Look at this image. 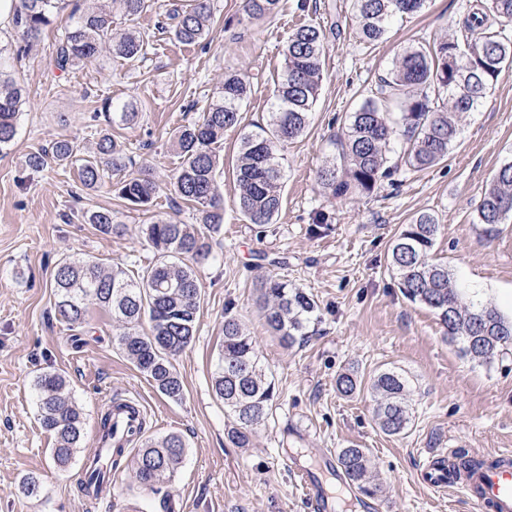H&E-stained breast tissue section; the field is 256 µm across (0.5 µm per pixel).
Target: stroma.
<instances>
[{"instance_id":"stroma-1","label":"stroma","mask_w":512,"mask_h":512,"mask_svg":"<svg viewBox=\"0 0 512 512\" xmlns=\"http://www.w3.org/2000/svg\"><path fill=\"white\" fill-rule=\"evenodd\" d=\"M172 5L155 0L134 19L115 17V31L132 28L148 36L152 48L142 61L103 55L59 72L52 58L69 21L64 12L21 61L8 63L24 104L14 142L0 151V512H311L283 449L337 451L352 444L368 451L382 512H472L461 491H430L422 472L432 451L512 448V346L483 363L462 357L437 316L402 295L388 252L400 225L431 214L439 226L432 260L446 264L465 289L481 290L485 301L512 311V220L493 237L475 222L497 169L512 161V69L467 114L447 161L401 171L395 185L370 194L335 198L321 188L317 172L338 162L332 141L343 138L347 116L370 97L404 48L451 38L467 0H429L423 12L400 18L373 46L357 41L350 0H281L276 16L247 25L238 22L244 0H214L207 36L190 45L169 31ZM302 24L322 27L328 36L320 96L307 131L282 150L278 216L271 224H250L235 206L232 167L240 133L264 122L282 50ZM228 70L248 75L252 93L239 128L225 131L216 148L224 160L217 176L224 224L210 240L214 260L197 269L202 307L195 339L172 359L184 385L176 402L160 395L119 350L114 338L121 328L108 310L88 303L87 322L75 332L57 319L52 282L64 257L119 264L137 277L157 259L142 225L195 223L193 206L171 187L180 164L175 138L208 107ZM107 98L134 103L137 123L106 125L98 112ZM104 128L132 158L119 179L146 172L158 184L148 210L129 208L107 184L82 189L77 166H25L30 153L57 138L69 139L78 157H87ZM101 209L125 225L123 235L88 223V215ZM319 213L327 219L322 228L314 224ZM270 275L304 288L319 306L303 345L283 347L265 328L256 286ZM229 304L254 337L278 393L248 448L229 442L228 417L212 390ZM384 369L409 378L411 423L399 436L383 433L374 418L371 383ZM47 371L66 378L83 410L82 451L92 449L99 412L115 396L142 407L146 438L181 435L185 456L174 480L152 493L125 462L109 499L93 505L82 498L81 459L58 466L50 453L53 438L37 419L34 380ZM343 372L360 382L349 397L336 390ZM28 474L40 477V497L19 493Z\"/></svg>"}]
</instances>
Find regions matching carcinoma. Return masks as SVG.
Instances as JSON below:
<instances>
[{"label": "carcinoma", "mask_w": 512, "mask_h": 512, "mask_svg": "<svg viewBox=\"0 0 512 512\" xmlns=\"http://www.w3.org/2000/svg\"><path fill=\"white\" fill-rule=\"evenodd\" d=\"M68 0H13V22L26 52L42 31L51 25ZM71 12L73 22L58 38L53 65L65 72L105 53L127 62L145 58L148 38L133 30L116 32L113 16L133 19L152 7L151 0H83ZM360 42L382 40L395 20L424 10L428 0H351ZM279 0H247V19L274 14ZM175 38L193 44L205 37L213 20L212 0H182L167 12ZM325 30L313 24L293 29L282 51L283 70L269 102L266 121L240 135L239 155L233 177L239 188L238 207L251 224L273 223L281 207L280 150L301 137L319 96L327 50ZM512 66V0H472L458 21L456 37L433 47L411 45L403 50L377 95L352 112L346 124L341 166L319 171L322 187L336 198L353 192L371 193L382 182L393 180L397 168L388 165L395 145L401 160L411 169L423 170L448 158L465 114L484 101L505 68ZM252 93L251 82L242 74L227 71L216 87L212 101L199 119L180 127L176 136L181 163L174 181L175 192L196 205L200 224L218 230L224 224V203L217 192L220 164L215 144L224 131L240 125V110ZM23 104L21 89L0 69V150L16 136ZM105 121L131 125L138 113L129 103H102ZM73 142L58 139L50 147L30 154L26 165L38 170L46 160L64 164L76 158ZM130 157L106 130L99 133L94 155L81 160L79 180L96 189L126 167ZM113 191L133 209H149L159 187L147 174L113 184ZM512 218V161L503 163L476 208L477 223L491 237L497 226ZM88 221L106 234H120L124 225L114 221L112 211L92 212ZM439 224L422 213L404 225L389 249L388 262L398 288L411 302L433 311L446 329L448 341L462 356L487 362L512 344V316L495 305L474 306L448 271L434 262L431 251ZM142 234L157 252L156 262L134 281L119 266L106 267L87 260L64 258L54 275L55 309L73 328L83 327L86 302L94 300L112 311L123 323L116 337L126 358L166 398H183V382L171 358L195 338L201 308V291L195 265L213 258L207 236L191 224L172 220L145 224ZM257 302L264 310L270 335L288 347L304 341L307 324L318 312L317 302L288 280L269 276L257 285ZM150 332L137 331L143 318ZM38 419L55 436L51 454L68 464L79 452L84 417L72 400L65 377L54 372L36 376ZM357 378L342 373L336 390L349 396ZM216 397L231 417L227 437L236 448H248L253 427L268 418L276 396L275 385L266 377L258 359L255 341L241 319L228 306L224 310V343L213 378ZM377 395L374 416L387 435H400L409 423L408 379L396 370H383L372 381ZM181 436L169 434L138 449L131 463L143 489L156 490L175 476L185 454ZM339 464L350 483L362 494L378 491L368 452L350 445L338 453ZM19 492L28 498L41 493L35 474L22 478Z\"/></svg>", "instance_id": "cac0c4a2"}]
</instances>
